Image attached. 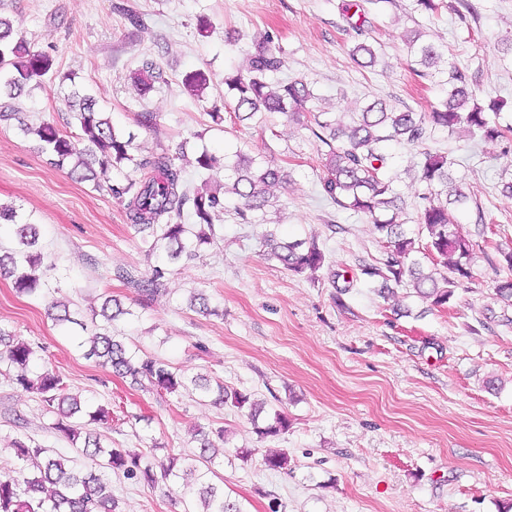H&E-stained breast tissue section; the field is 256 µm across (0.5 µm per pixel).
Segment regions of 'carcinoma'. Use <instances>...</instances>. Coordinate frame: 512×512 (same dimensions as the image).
Masks as SVG:
<instances>
[{
  "instance_id": "obj_1",
  "label": "carcinoma",
  "mask_w": 512,
  "mask_h": 512,
  "mask_svg": "<svg viewBox=\"0 0 512 512\" xmlns=\"http://www.w3.org/2000/svg\"><path fill=\"white\" fill-rule=\"evenodd\" d=\"M420 38L417 31L405 35L408 52L425 67L435 65L442 53L432 44L421 43ZM351 54L364 59V67H372L377 62V47L366 41L356 44ZM284 63L280 52L264 39L254 44L247 72L224 77L232 99L229 106L235 117L239 119L244 113L251 118L261 111L297 117L309 115L312 134L327 147L323 157L326 195L340 207L365 214L386 244L387 257L382 265H368L362 269V274L398 285L405 282L418 297L436 306L448 304L454 288L472 278L475 248L449 219L448 206L463 207L468 196L450 182L448 156L431 145L432 133L442 129L451 135L464 126L473 137L493 140L504 137L512 128L490 120L476 105L468 107L470 93L466 75L456 68L441 71L443 83L448 85V96L428 112H395L381 101L369 103L358 112H315L309 107L315 96L306 81L292 79L275 86L267 82L269 76L281 71ZM54 69L55 61L50 54L31 50L18 36L13 21L0 16V77L6 78L10 98H17L30 81ZM160 78L162 73L148 59L142 62L135 76L144 94ZM183 84L188 92L197 96L209 84V75L196 70L186 75ZM68 98L72 118L84 134V147H78L71 136L49 123L31 125L21 119V130L42 142L57 166L70 165L71 173L81 179L93 171L95 164L104 174L134 161L131 155L133 136L117 131L105 113L97 109L93 97L75 88ZM402 141L420 148L417 179L425 188L421 197L425 204L418 210L415 223L427 234V249L448 269V274L441 277L432 270L424 271L413 259V254L420 251L419 241L409 236L398 220V213L392 211L393 186L392 179L386 175L388 157L383 146ZM135 167L144 170L141 178L109 184L107 189L125 206L131 226L152 237L146 253L163 252L171 261L183 255L195 257L193 244L208 242L207 231L223 213L224 200L215 191L191 189L184 178V165L178 162V157L166 152L149 162H139ZM224 168L235 174L234 180L224 186V192L240 200L239 213L244 220L247 213L264 209L269 203L270 189L286 178L280 168L240 153L237 161L224 163ZM442 192L446 195L445 202L434 203L432 197ZM186 209L193 217L191 224L177 222ZM2 220L13 226L20 248L0 254V273L12 278L17 293L36 294L46 285L44 276L53 269V264L38 248L35 225L17 221L15 209L0 205ZM265 241L270 255L295 274L315 271L324 264L325 255L314 243L305 248L301 242H279L271 234L265 235ZM165 274L166 270L160 266L153 267L147 277L129 269L118 270L119 277L148 301L166 292ZM51 310L52 320L66 327L70 335L87 331L85 321L78 313L71 312L68 305L54 302ZM126 314L128 311L120 304L105 300L101 307L105 325L97 328L88 341L79 343L83 356L95 359L104 370L146 390L171 394L185 387L184 378L169 363L137 355L114 334L113 321ZM35 355L30 343L0 328V365L13 369V382L37 395L46 410L60 417L56 428L66 433L75 455L66 456L23 441L14 442L20 467L16 476H0V512H118V501L105 474L78 468L79 455L97 461L102 469L150 487L177 478L194 480L193 498L181 500L180 512H242L236 503L224 498V487L211 481L217 455L210 452L209 445H204L197 454L181 460L174 458L157 468L138 454L103 446L100 436L86 430V424L69 422L82 413L81 403L66 394L67 384L55 370H31ZM226 400L242 409L250 397L217 385L215 403L220 405Z\"/></svg>"
}]
</instances>
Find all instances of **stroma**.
I'll use <instances>...</instances> for the list:
<instances>
[{"label":"stroma","mask_w":512,"mask_h":512,"mask_svg":"<svg viewBox=\"0 0 512 512\" xmlns=\"http://www.w3.org/2000/svg\"><path fill=\"white\" fill-rule=\"evenodd\" d=\"M348 0H0L33 50L50 53L55 76L29 85L14 104L20 119L0 121V203L36 224L54 268L50 286L17 295L0 275V327L38 346L35 366L60 372L71 397L106 408L111 419L93 432L115 448L158 464L198 452L200 435L223 430L224 458L215 469L243 512H512V306L495 294L512 248V135L499 140L436 131L453 183L467 205L450 210L480 249L473 277L438 308L408 288L362 275L383 261L368 219L326 198L321 144L282 113L239 120L225 112L224 75L245 68L256 41L271 38L285 65L277 80L305 79L315 108L351 112L380 99L390 107L429 111L444 96L434 75L408 57L404 36L423 32L439 44L441 63L463 71L480 105L503 101L495 120L512 127V0H442L426 12L395 0L370 14L367 34L381 45L378 65L350 56L358 35L346 21ZM208 32H200V20ZM150 59L162 72L147 94L133 74ZM210 76L202 97L185 76ZM73 75V85L63 84ZM89 90L116 129L134 134L133 154L149 160L185 154L192 187L224 185L223 168L196 171L197 154L241 150L281 168L287 181L264 210L241 220L226 196L216 236L193 259L168 264L167 291L146 304L118 280L121 268L150 274L153 262L118 200L106 187L51 164L20 123L43 122L79 135L65 100L71 86ZM152 113V127L141 120ZM389 174L407 232L422 205L410 167L419 150L388 148ZM317 243L325 254L315 273L294 274L269 255L263 235ZM204 292L211 314L187 305ZM126 316L117 334L139 355L159 357L185 377L201 376L261 405L217 406L194 387L159 394L130 386L85 359L73 337L48 313L62 302L91 320L106 298ZM287 432L260 437L275 413ZM55 414L0 372V473L14 469V440L70 453L54 429ZM252 449L243 460L238 449ZM287 453L272 470L265 455ZM120 512H177L182 484L149 488L111 475Z\"/></svg>","instance_id":"35a3bbf8"}]
</instances>
